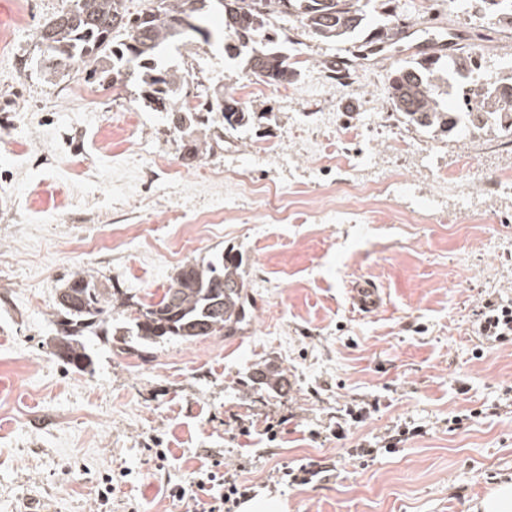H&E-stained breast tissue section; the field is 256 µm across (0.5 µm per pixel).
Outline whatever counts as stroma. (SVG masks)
Segmentation results:
<instances>
[{
	"label": "stroma",
	"mask_w": 512,
	"mask_h": 512,
	"mask_svg": "<svg viewBox=\"0 0 512 512\" xmlns=\"http://www.w3.org/2000/svg\"><path fill=\"white\" fill-rule=\"evenodd\" d=\"M358 41L383 44L350 84L323 83L325 63L344 70L347 44L324 43L273 19L264 37L288 34L285 55L300 74L253 98L240 59L194 45L206 80L189 79L190 101L231 94L257 117L224 135L195 167L178 158L165 113L135 102L133 89L97 90L83 76L51 84L35 32L68 0H8L0 19V512H98L112 480L111 512H185L167 493L206 459L283 499L288 512H476L512 482V343L475 333L488 297L512 299V134L472 130L443 139L390 112V76L414 54L393 40L389 17L420 38L459 32L483 81L512 74V28L478 27L462 0H393ZM187 54V55H190ZM187 55L168 51V64ZM278 143V155L260 153ZM95 174L59 173L73 157ZM390 172L421 209L369 202L346 213L349 182ZM275 184L288 210L266 221L268 200L245 185ZM224 221L205 223L215 201ZM245 260L254 304L233 336L167 339L137 351L84 340L80 371L53 354L52 312L64 282L84 271L121 296L150 302L190 260L228 249ZM382 298L358 310L352 287ZM286 370L280 394L253 384L258 365ZM364 411L352 423L350 411ZM476 418H469V411ZM463 416L450 430L454 416ZM250 423L241 435L240 422ZM279 425L268 439L266 423ZM348 427L347 437L331 432ZM419 435L374 460L356 446L396 428ZM164 449V469L155 449ZM314 461L333 478L291 489L273 471Z\"/></svg>",
	"instance_id": "35a3bbf8"
}]
</instances>
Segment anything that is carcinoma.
<instances>
[{"label":"carcinoma","instance_id":"carcinoma-1","mask_svg":"<svg viewBox=\"0 0 512 512\" xmlns=\"http://www.w3.org/2000/svg\"><path fill=\"white\" fill-rule=\"evenodd\" d=\"M361 0H153L136 19L129 17L126 0H71L35 33L36 42L48 47L43 77L52 82L71 73H88L99 84L114 88L132 86L137 98L169 116L181 142L182 165L192 167L211 149L213 134L201 112H218L222 129L235 131L254 117L232 96H221L206 108L185 107L186 74L158 62L162 47L197 40L208 46L212 38H228L224 51L246 61L248 74L269 86L286 85L298 76L295 63L281 51L257 46L255 35L284 15L312 38L327 43L351 40L367 20ZM482 18L492 25H512V0H473ZM222 13L223 28L211 25ZM125 32L117 42L114 34ZM481 68L472 50L448 55H423L398 65L391 74L389 105L404 123L432 137H447L470 128L512 133V76L486 85V99L463 87L474 83ZM462 90L459 112L442 108L439 96ZM244 259L239 251L215 254L207 262L188 261L170 276L156 302L136 310L121 325L112 322V310L126 307L118 291L97 284L80 272L60 289L53 316L56 318V356L73 367L85 369L88 355L81 337L90 333L135 336L146 348L159 339L176 337L196 341L220 332L231 335L252 319V306L245 291ZM259 384L273 391L286 386L284 370L271 362L256 369Z\"/></svg>","mask_w":512,"mask_h":512}]
</instances>
